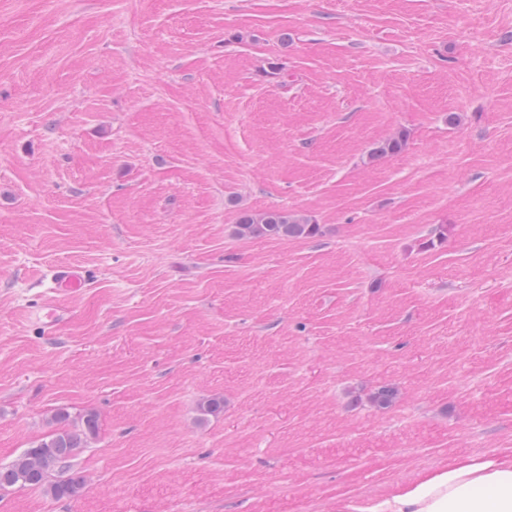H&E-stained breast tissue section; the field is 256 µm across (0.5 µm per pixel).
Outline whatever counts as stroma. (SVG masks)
<instances>
[{"label": "stroma", "mask_w": 512, "mask_h": 512, "mask_svg": "<svg viewBox=\"0 0 512 512\" xmlns=\"http://www.w3.org/2000/svg\"><path fill=\"white\" fill-rule=\"evenodd\" d=\"M273 209L320 234L239 236ZM60 409L78 493L0 512H347L512 448V0H0V465Z\"/></svg>", "instance_id": "1"}]
</instances>
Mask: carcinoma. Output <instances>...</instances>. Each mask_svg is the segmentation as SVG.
I'll return each instance as SVG.
<instances>
[{
	"instance_id": "carcinoma-1",
	"label": "carcinoma",
	"mask_w": 512,
	"mask_h": 512,
	"mask_svg": "<svg viewBox=\"0 0 512 512\" xmlns=\"http://www.w3.org/2000/svg\"><path fill=\"white\" fill-rule=\"evenodd\" d=\"M239 235L243 237H305L319 234L320 227L307 220L270 210L262 214L244 213L239 218ZM57 425L47 438L26 449L9 464L0 465V490L14 486L36 487L54 499L70 498L78 493L81 482L75 477H65L70 461L78 448L95 435L97 416L88 411L81 417V429L69 428L70 414L64 410L53 416Z\"/></svg>"
}]
</instances>
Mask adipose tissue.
Wrapping results in <instances>:
<instances>
[{
  "label": "adipose tissue",
  "instance_id": "ef3b65f1",
  "mask_svg": "<svg viewBox=\"0 0 512 512\" xmlns=\"http://www.w3.org/2000/svg\"><path fill=\"white\" fill-rule=\"evenodd\" d=\"M356 512H512V453L441 467Z\"/></svg>",
  "mask_w": 512,
  "mask_h": 512
}]
</instances>
